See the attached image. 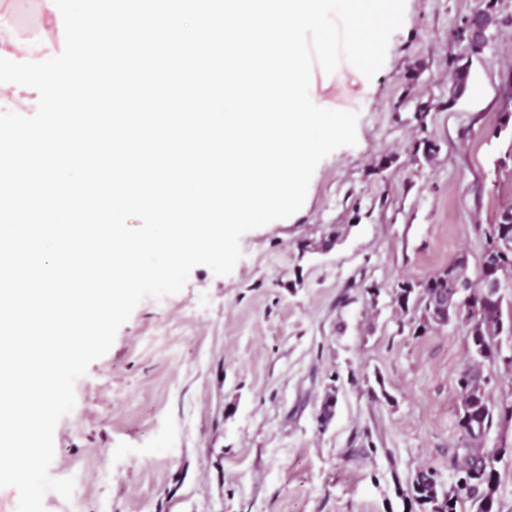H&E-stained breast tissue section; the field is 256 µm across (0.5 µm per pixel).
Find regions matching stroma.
I'll return each mask as SVG.
<instances>
[{
	"label": "stroma",
	"instance_id": "1",
	"mask_svg": "<svg viewBox=\"0 0 512 512\" xmlns=\"http://www.w3.org/2000/svg\"><path fill=\"white\" fill-rule=\"evenodd\" d=\"M489 4L498 26L469 55L454 33ZM309 95L356 114V145L317 165L297 213L242 235L230 274L199 265L179 293L145 298L76 381L49 472L85 468L80 512H403L395 478L452 476L464 331L410 336L391 291L461 254L478 266L477 225L512 199V133L497 129L512 112V0H404L373 78L316 64ZM426 140L429 162L414 156ZM336 224L332 250L301 252ZM338 379L339 376L336 379H330L331 383L325 390L318 407L316 421L318 427L322 430L327 429L336 414L339 392V387L336 385V382Z\"/></svg>",
	"mask_w": 512,
	"mask_h": 512
}]
</instances>
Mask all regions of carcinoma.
I'll return each instance as SVG.
<instances>
[{"mask_svg":"<svg viewBox=\"0 0 512 512\" xmlns=\"http://www.w3.org/2000/svg\"><path fill=\"white\" fill-rule=\"evenodd\" d=\"M496 20L495 13L489 7L478 10L472 19L465 23L460 38L465 42L467 52L478 54L483 50L485 43L475 37V27L478 24H489ZM483 236L491 234V230L512 237V201L498 210L497 219L492 224L478 225ZM341 239L340 230L332 227L331 231L322 241L310 246L300 245L301 250L313 248L319 251L331 250ZM439 282L436 275H430L420 281L402 280L392 291L395 305L403 316L402 326L409 328L414 336H424L430 332L421 321L422 309L427 298L438 292ZM474 304L480 307L487 320V327L493 329L497 322L512 324V307H505V298L493 302L480 292L471 294ZM471 305L466 303L456 312L454 323L461 326L464 331L466 357L461 365L456 379L457 392L468 388L471 401L476 414L468 419L457 410V428L460 439L454 448L456 469L463 474V482L457 490H448V503L439 506L435 503V491L429 482V467L421 466L413 474L406 493L401 498L408 502L415 512H498L499 499L497 490L499 476L492 475L484 467L477 454V449L484 442L487 432L496 427L505 410L512 411V397L506 400H494L491 396V383L485 381V372L496 375L503 366L496 364L494 348L491 337L487 333H478L470 325ZM337 379L325 390L320 401L316 421L318 427L325 430L336 414L339 387Z\"/></svg>","mask_w":512,"mask_h":512,"instance_id":"obj_1","label":"carcinoma"}]
</instances>
